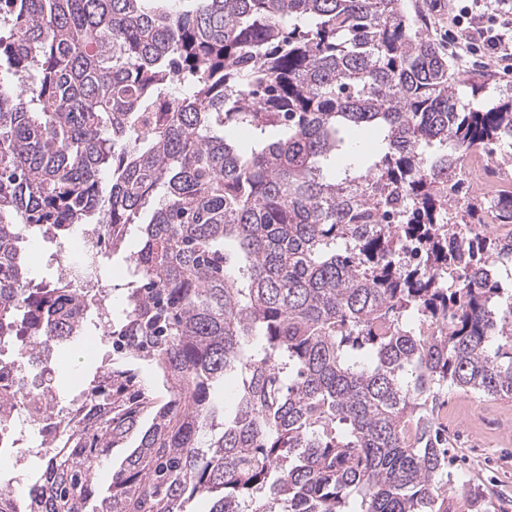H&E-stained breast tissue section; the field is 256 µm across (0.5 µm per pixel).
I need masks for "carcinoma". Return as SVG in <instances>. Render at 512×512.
I'll list each match as a JSON object with an SVG mask.
<instances>
[{
	"label": "carcinoma",
	"mask_w": 512,
	"mask_h": 512,
	"mask_svg": "<svg viewBox=\"0 0 512 512\" xmlns=\"http://www.w3.org/2000/svg\"><path fill=\"white\" fill-rule=\"evenodd\" d=\"M0 0V343L76 341L88 318L172 398L105 363L39 418L51 452L0 512H451L448 390L512 396V230L455 175L512 140V95L461 105L401 0ZM352 129L378 134L362 160ZM108 173L110 181L102 182ZM512 224V192L496 199ZM135 231L112 289L29 275L22 233ZM235 401L219 413L224 378ZM137 366H140V379L153 397L156 398L158 405L165 403L169 399V393L160 371L154 366L140 364H137ZM138 434L132 435L122 448H112L110 454L103 459L100 468L97 471L96 482L101 489H106L112 480V473L119 467L125 456L138 444Z\"/></svg>",
	"instance_id": "1"
}]
</instances>
